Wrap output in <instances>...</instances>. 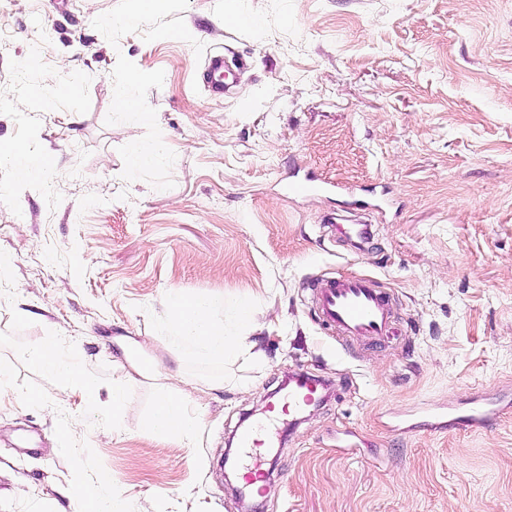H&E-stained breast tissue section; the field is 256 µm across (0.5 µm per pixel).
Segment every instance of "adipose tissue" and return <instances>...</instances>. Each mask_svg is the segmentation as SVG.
I'll return each mask as SVG.
<instances>
[{"instance_id":"ef3b65f1","label":"adipose tissue","mask_w":512,"mask_h":512,"mask_svg":"<svg viewBox=\"0 0 512 512\" xmlns=\"http://www.w3.org/2000/svg\"><path fill=\"white\" fill-rule=\"evenodd\" d=\"M170 322L174 333L170 342L176 348L217 361L228 355L249 357L252 346L246 337L228 335L212 318L211 302L204 296L172 295L169 301ZM30 361L39 368L60 374L66 382L81 383L83 371L64 360L63 351L52 339L41 340L28 349ZM154 431L163 437L187 435L195 427L184 399L174 395L162 397L152 418Z\"/></svg>"}]
</instances>
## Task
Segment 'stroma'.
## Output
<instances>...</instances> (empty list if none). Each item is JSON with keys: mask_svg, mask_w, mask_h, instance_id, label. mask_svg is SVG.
<instances>
[{"mask_svg": "<svg viewBox=\"0 0 512 512\" xmlns=\"http://www.w3.org/2000/svg\"><path fill=\"white\" fill-rule=\"evenodd\" d=\"M137 7L0 0V147L53 159L32 186L0 164V512H80L72 484L103 471L127 512H242L225 443L303 377L327 397L283 418L255 512H512V408L480 432L394 429L512 399V0H164L135 22ZM216 52L220 98L202 77ZM309 170L335 192L289 194ZM356 199L374 233L360 249L323 222ZM339 275L390 292L383 343L322 328L306 284ZM175 292L207 296L253 359L172 347ZM46 337L86 385L30 363ZM166 393L190 437L149 428Z\"/></svg>", "mask_w": 512, "mask_h": 512, "instance_id": "35a3bbf8", "label": "stroma"}]
</instances>
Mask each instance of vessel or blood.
<instances>
[{
	"instance_id": "obj_1",
	"label": "vessel or blood",
	"mask_w": 512,
	"mask_h": 512,
	"mask_svg": "<svg viewBox=\"0 0 512 512\" xmlns=\"http://www.w3.org/2000/svg\"><path fill=\"white\" fill-rule=\"evenodd\" d=\"M207 88L212 96L224 94V56L210 55L207 63ZM311 301L319 321L340 337L379 340L390 335L395 322L392 299L370 277H332L320 280L311 290ZM317 383L302 380L287 394L289 407L299 410L316 399ZM495 404L470 399L431 412L429 425L435 430L464 429L483 431L505 409Z\"/></svg>"
}]
</instances>
